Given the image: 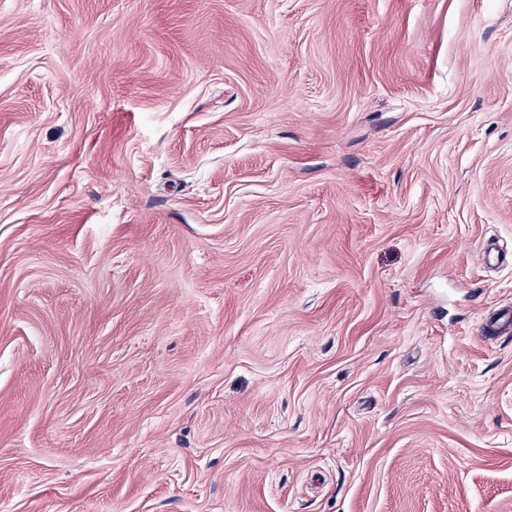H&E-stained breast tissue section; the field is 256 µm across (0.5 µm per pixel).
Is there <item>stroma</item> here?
I'll use <instances>...</instances> for the list:
<instances>
[{
    "instance_id": "stroma-1",
    "label": "stroma",
    "mask_w": 512,
    "mask_h": 512,
    "mask_svg": "<svg viewBox=\"0 0 512 512\" xmlns=\"http://www.w3.org/2000/svg\"><path fill=\"white\" fill-rule=\"evenodd\" d=\"M504 307L512 0H0V512H512Z\"/></svg>"
}]
</instances>
